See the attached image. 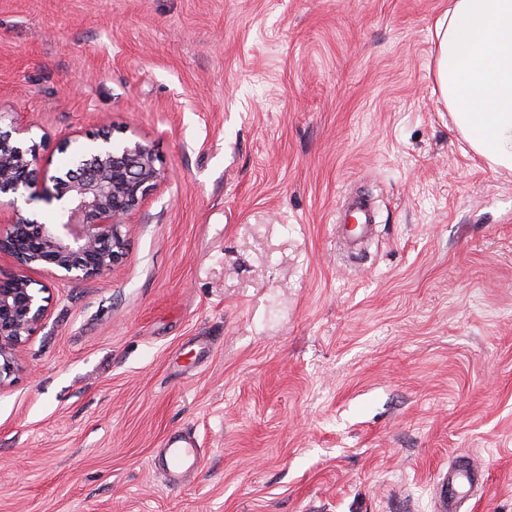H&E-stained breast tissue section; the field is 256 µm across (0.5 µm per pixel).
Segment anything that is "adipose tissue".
Listing matches in <instances>:
<instances>
[{
  "label": "adipose tissue",
  "instance_id": "adipose-tissue-1",
  "mask_svg": "<svg viewBox=\"0 0 512 512\" xmlns=\"http://www.w3.org/2000/svg\"><path fill=\"white\" fill-rule=\"evenodd\" d=\"M434 77L470 148L512 170V0H452L434 23Z\"/></svg>",
  "mask_w": 512,
  "mask_h": 512
}]
</instances>
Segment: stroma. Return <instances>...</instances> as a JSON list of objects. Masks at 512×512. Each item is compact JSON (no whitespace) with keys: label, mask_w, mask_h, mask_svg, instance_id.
<instances>
[{"label":"stroma","mask_w":512,"mask_h":512,"mask_svg":"<svg viewBox=\"0 0 512 512\" xmlns=\"http://www.w3.org/2000/svg\"><path fill=\"white\" fill-rule=\"evenodd\" d=\"M448 0H0V123L112 127L164 178L123 259L37 265L0 385V512H512V172L438 101ZM377 209L340 249L349 190ZM204 451L180 486L148 460ZM477 476H483L482 470L472 463L455 471L447 469L440 472L434 484L439 503L437 512H456V509L452 508L453 502L462 494L466 484H470Z\"/></svg>","instance_id":"35a3bbf8"}]
</instances>
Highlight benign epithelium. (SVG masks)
<instances>
[{"label": "benign epithelium", "instance_id": "7a95c632", "mask_svg": "<svg viewBox=\"0 0 512 512\" xmlns=\"http://www.w3.org/2000/svg\"><path fill=\"white\" fill-rule=\"evenodd\" d=\"M28 129H0V254L15 271L0 277V382L18 369L17 353L41 325L47 310L28 271L48 265L67 279L100 276L119 263L127 248V216L161 180L154 149L139 141L112 139L110 129L88 135L99 142L76 169L50 172L51 160L37 144H25ZM56 201L55 222L44 224L19 213L13 195Z\"/></svg>", "mask_w": 512, "mask_h": 512}]
</instances>
